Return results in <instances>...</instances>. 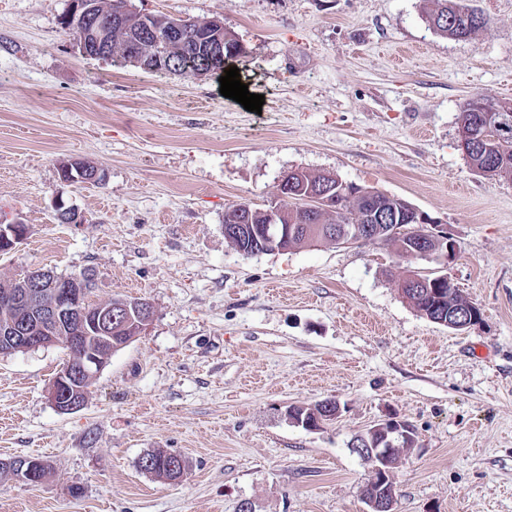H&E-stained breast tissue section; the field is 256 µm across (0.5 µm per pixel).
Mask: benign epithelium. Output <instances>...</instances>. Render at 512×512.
Listing matches in <instances>:
<instances>
[{
	"mask_svg": "<svg viewBox=\"0 0 512 512\" xmlns=\"http://www.w3.org/2000/svg\"><path fill=\"white\" fill-rule=\"evenodd\" d=\"M71 15L78 18L77 26L90 27L89 33H82L76 38V46L87 57H95L104 53L101 38L96 33L97 22L92 19L90 6L86 0H74ZM512 115V102L500 103L492 114L477 130L470 132L469 139L482 154L494 147L497 142L496 129L504 126ZM335 192V189L323 183L307 194H295L289 191V184L281 182L279 197L299 205L308 207L317 205ZM378 223L390 225L393 235H405L414 232V242L406 253V259L425 258L433 254L448 258L456 252V245L448 238V232L434 224L430 217L412 209L410 223L400 224L395 215L381 209L371 215ZM224 232L236 236L242 232L251 233L258 237L263 235L272 241L288 239V225L284 221V211L271 209L268 211V223L260 227L254 224H232L224 227ZM28 226L15 222H0V250L12 251L26 237ZM327 234L333 242L342 244L355 239H369L372 234L370 224H331L327 226ZM432 240L437 245L436 252L423 250L424 242ZM17 280L25 289L28 296L48 298V303L42 306L38 319L34 322L15 319L0 323V356L16 352L29 351L42 347L61 344L62 337L55 335L63 322H77L73 344L85 345L97 341L108 346L112 345V335L127 333L129 336L142 335L152 321L153 309L142 305L136 310L123 306L99 307L95 310L84 308L83 300L90 284L81 277H75L67 283L58 279L52 272L35 270L21 273ZM448 277L436 276L429 280L425 277L413 276L410 282L412 292L439 293V286L445 284ZM430 320L448 326L450 329H465L472 325L480 316V308L472 303L460 307L454 303L436 302L430 309ZM109 363V358L90 351L75 367L63 366L47 388V399L60 414H69L79 410L85 403L88 389L85 384L97 375ZM339 409L333 404L325 406L323 421L313 424L306 420L292 419V422L308 430L316 431L336 420ZM414 438L410 425L402 420L389 418L375 424L365 432L355 436L350 443L352 451L362 460L371 465V471L378 474L376 488L368 491L365 502L368 512H394L396 500L395 486L386 482V477L394 473L398 461L393 455L401 447L402 441ZM12 471L15 477L27 484L39 485L47 481L52 474L50 461L35 457H14L0 460V469Z\"/></svg>",
	"mask_w": 512,
	"mask_h": 512,
	"instance_id": "benign-epithelium-1",
	"label": "benign epithelium"
}]
</instances>
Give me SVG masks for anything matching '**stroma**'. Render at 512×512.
Here are the masks:
<instances>
[{
    "mask_svg": "<svg viewBox=\"0 0 512 512\" xmlns=\"http://www.w3.org/2000/svg\"><path fill=\"white\" fill-rule=\"evenodd\" d=\"M220 18L261 113L213 76L160 78L83 56L69 0H0V219L29 227L0 254L24 270L90 275L89 301H148L146 332L113 354L79 411L46 390L67 357L0 356V459L49 460V481L0 477V512H368L352 438L388 418L416 444L395 512H512V181L470 168L459 115L512 99V0H476L473 39L439 35L425 0H130ZM97 166L62 183L61 161ZM333 172L447 225L457 252L406 261L383 241L245 256L224 213L278 195L284 173ZM80 212L56 218L55 202ZM448 276L481 309L454 331L400 297L402 268ZM335 400L319 431L287 411ZM162 449L176 481L138 467Z\"/></svg>",
    "mask_w": 512,
    "mask_h": 512,
    "instance_id": "obj_1",
    "label": "stroma"
}]
</instances>
